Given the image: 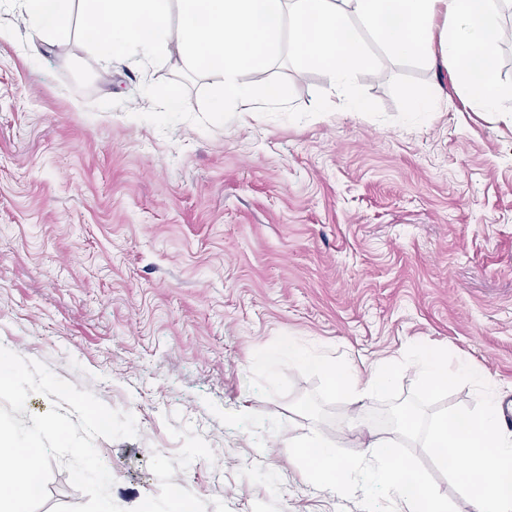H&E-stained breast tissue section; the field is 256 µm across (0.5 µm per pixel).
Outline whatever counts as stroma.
Wrapping results in <instances>:
<instances>
[{
	"instance_id": "obj_1",
	"label": "stroma",
	"mask_w": 512,
	"mask_h": 512,
	"mask_svg": "<svg viewBox=\"0 0 512 512\" xmlns=\"http://www.w3.org/2000/svg\"><path fill=\"white\" fill-rule=\"evenodd\" d=\"M500 112L480 111L440 54L401 57L359 30L369 62L349 93L283 51L242 79L250 114L209 111L217 77L174 45L110 61L81 16L40 38L0 0V346L133 414V438H97L132 512L160 484L191 426L215 459L173 481L229 512H361L359 497L310 486L289 439L320 431L364 451L332 406L249 386L257 350L290 334L359 372L426 343L482 367L512 401V7L501 6ZM287 86L282 103L266 84ZM186 100L172 112L171 91ZM432 92L412 112L410 93Z\"/></svg>"
}]
</instances>
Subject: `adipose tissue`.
Listing matches in <instances>:
<instances>
[{
	"label": "adipose tissue",
	"mask_w": 512,
	"mask_h": 512,
	"mask_svg": "<svg viewBox=\"0 0 512 512\" xmlns=\"http://www.w3.org/2000/svg\"><path fill=\"white\" fill-rule=\"evenodd\" d=\"M26 24L50 37L68 27L75 11L97 34L100 55L155 49L177 20L176 41L184 61L203 65L221 80L213 111L225 103L252 109L243 72L263 67L290 45L307 67L321 70L339 94L338 107L360 112L347 93L368 59L348 14L363 19L376 37L400 56L439 50L452 62L458 83L486 112L499 109L494 81L499 37L497 0H17Z\"/></svg>",
	"instance_id": "ef3b65f1"
}]
</instances>
